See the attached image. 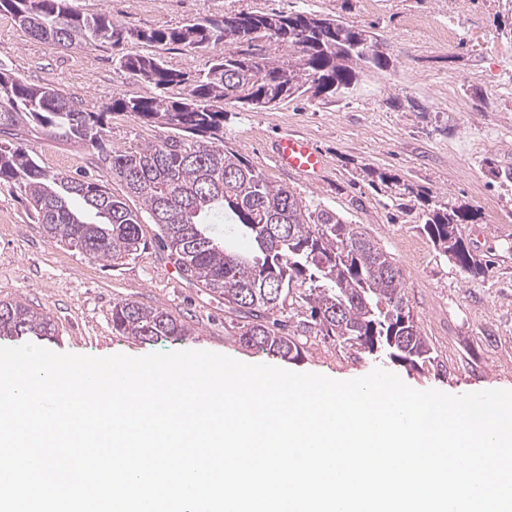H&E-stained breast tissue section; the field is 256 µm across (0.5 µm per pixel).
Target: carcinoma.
I'll return each instance as SVG.
<instances>
[{
	"mask_svg": "<svg viewBox=\"0 0 512 512\" xmlns=\"http://www.w3.org/2000/svg\"><path fill=\"white\" fill-rule=\"evenodd\" d=\"M0 12L30 36L63 49L116 47L117 68L156 90L150 97H114L97 112L50 84H28L0 69V133L33 125L88 146L94 135L107 136L114 114L171 131L156 142L97 150L104 178L95 180L50 171L21 144L0 141V183L25 196L44 234L118 266L145 250L141 225H158L160 242L183 275L224 298V306L244 319L240 340L284 359L302 356L303 338L323 336L412 370L436 362L410 307L403 273L377 243L336 212L269 181L224 146L227 99L244 111L304 97L330 102L359 92L369 73L393 68L374 27L312 11H240L141 29L105 13H83L69 0H0ZM262 39L286 54L258 51ZM141 44L188 48L206 57L205 67L194 74L174 69L140 52ZM173 88L184 93L173 97ZM358 176L399 201L419 200L420 228L433 246L462 271L486 274L488 261L462 230L477 220V209L423 194L378 168L364 166ZM112 180L124 185L125 194L112 193ZM131 196L140 208L130 207ZM216 212L227 221L222 236L211 223ZM238 237L251 242V253L231 247ZM278 312L285 319L276 318ZM112 330L144 340L189 332L170 312L132 301L112 307ZM55 332L49 314L0 301V336Z\"/></svg>",
	"mask_w": 512,
	"mask_h": 512,
	"instance_id": "carcinoma-1",
	"label": "carcinoma"
}]
</instances>
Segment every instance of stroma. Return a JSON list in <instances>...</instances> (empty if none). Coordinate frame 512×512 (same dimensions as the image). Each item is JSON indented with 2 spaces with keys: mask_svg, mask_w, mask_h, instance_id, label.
<instances>
[{
  "mask_svg": "<svg viewBox=\"0 0 512 512\" xmlns=\"http://www.w3.org/2000/svg\"><path fill=\"white\" fill-rule=\"evenodd\" d=\"M85 13H106L131 27H171L238 11L311 10L339 15L357 25L375 26L393 71L371 77L357 95L329 103L293 101L274 109L243 112L224 103V143L238 151L271 182L289 187L356 224L402 269L407 296L424 336L438 354V366L406 369L386 357L356 353L309 339L302 357L287 361L239 340V326L224 312L223 299L197 282L166 275L170 260L144 225L148 245L137 257L114 267L48 238L19 190L0 185V300H20L46 311L55 335L40 346L56 352L106 357L122 353L208 349L249 364L294 372L320 373L337 380L368 375L377 368L396 373L417 389L461 395L490 389L512 390V187L492 182L483 160L493 157L512 170V41L497 26L504 0H72ZM453 22L459 36L433 43L427 32L406 30L408 16ZM478 30L483 44L468 31ZM111 46L60 49L29 36L6 13L0 14V66L32 84H52L90 109L116 96H149L153 89L117 70ZM499 94H492V87ZM414 99L420 111L391 106V99ZM285 133L313 139L324 152L327 170L318 183L279 169L270 144ZM163 128L130 115L113 116L109 145L163 137ZM23 147L42 166L78 179L103 171L94 149L76 146L26 128ZM387 168L415 188L440 200H462L480 220L463 227L477 253H491L482 276L461 271L419 230L417 201L393 205L386 193L354 181L356 167ZM135 301L171 312L191 331L178 340H142L112 330V307Z\"/></svg>",
  "mask_w": 512,
  "mask_h": 512,
  "instance_id": "stroma-1",
  "label": "stroma"
}]
</instances>
